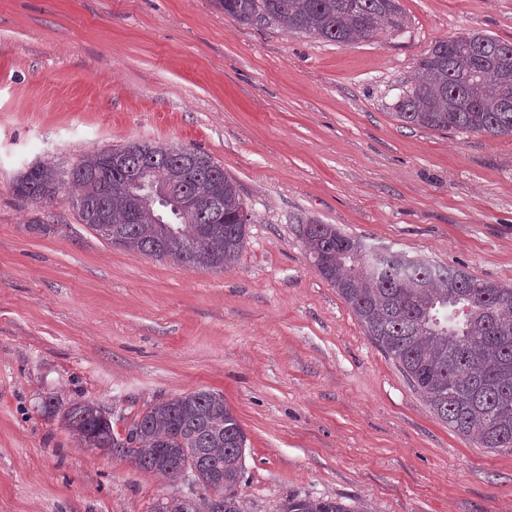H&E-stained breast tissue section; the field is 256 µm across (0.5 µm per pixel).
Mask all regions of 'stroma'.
Returning a JSON list of instances; mask_svg holds the SVG:
<instances>
[{
	"instance_id": "35a3bbf8",
	"label": "stroma",
	"mask_w": 512,
	"mask_h": 512,
	"mask_svg": "<svg viewBox=\"0 0 512 512\" xmlns=\"http://www.w3.org/2000/svg\"><path fill=\"white\" fill-rule=\"evenodd\" d=\"M402 31L339 45L214 0H0V512H154L202 487L81 444L43 403L223 395L250 512L289 495L373 512H512V455L451 431L314 267L297 214L512 287V137L408 127L392 105L436 41H512V0H400ZM133 142L221 165L251 217L236 264L112 246L64 188L14 178Z\"/></svg>"
}]
</instances>
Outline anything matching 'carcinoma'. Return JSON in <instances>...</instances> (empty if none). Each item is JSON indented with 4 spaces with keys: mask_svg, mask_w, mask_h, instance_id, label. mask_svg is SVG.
<instances>
[{
    "mask_svg": "<svg viewBox=\"0 0 512 512\" xmlns=\"http://www.w3.org/2000/svg\"><path fill=\"white\" fill-rule=\"evenodd\" d=\"M224 15L256 28L277 26L326 42L351 44L386 25L402 30L400 0H215ZM403 124L489 138L512 136V42L474 32L436 41L419 59L416 80L393 104ZM123 164L104 171L100 151L66 172L28 167L13 192L34 203L67 185L73 206L112 245L154 257L165 250L190 268L226 269L244 247L251 223L234 181L196 150L151 142L120 148ZM161 179L193 197L206 183L222 196V223L194 204L179 210L145 204L131 180ZM314 266L350 306L369 338L399 366L434 413L478 448L512 454V288L479 280L462 267L405 254L379 255L332 224L297 216ZM67 428L91 448L132 460L174 482L195 465L201 502L174 497L155 512H249L240 493L246 436L224 396L200 390L159 402L117 437L107 412L73 401ZM280 512H371L361 501L290 495Z\"/></svg>",
    "mask_w": 512,
    "mask_h": 512,
    "instance_id": "obj_1",
    "label": "carcinoma"
}]
</instances>
